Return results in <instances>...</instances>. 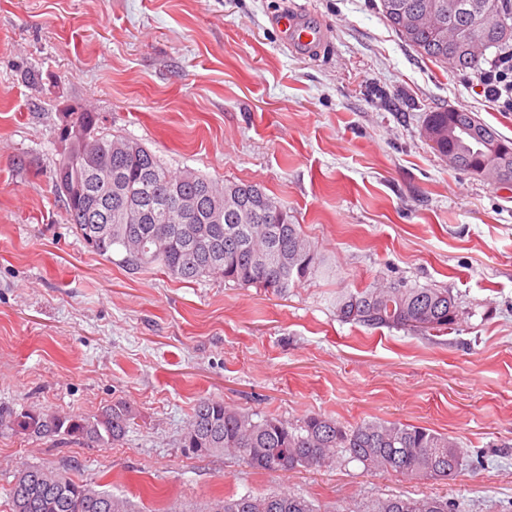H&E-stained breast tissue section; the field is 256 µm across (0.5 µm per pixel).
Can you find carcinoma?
<instances>
[{"instance_id": "obj_1", "label": "carcinoma", "mask_w": 512, "mask_h": 512, "mask_svg": "<svg viewBox=\"0 0 512 512\" xmlns=\"http://www.w3.org/2000/svg\"><path fill=\"white\" fill-rule=\"evenodd\" d=\"M382 12L393 28L399 16L424 7L433 11L437 30L425 29L414 38H404L423 57L448 63L451 39L477 41L483 48L468 56L463 67L475 65L486 50L512 40V30L486 31L468 25L467 16L448 11V0H381ZM487 124L468 112L443 110L427 115L434 150L443 157L452 153L498 179L501 171L512 176V141L496 135L498 152L480 145L475 136L455 134L464 117ZM82 125L97 137L99 161L90 165L78 154L67 130ZM69 141L52 173L54 186L74 184L81 194H59L67 220L85 244L96 253L120 262L131 271L158 267L174 278L232 281L242 287L262 286L282 293L314 271V245L288 209L256 184H220L195 171L171 172L140 142L134 153H116L114 144L127 140L99 126L93 112H72L62 129ZM122 178L129 199L146 202L139 224H125L112 197L113 174ZM184 193L207 184L217 192L218 216L185 224L169 204L171 184ZM108 205L112 222L99 224L91 212ZM341 320L371 328L395 327L417 335L444 332L458 324V303L447 288L408 287L400 283L377 284L357 293H343L336 300ZM131 420L125 403L118 401L94 417L55 412H17L0 408V426L17 428L39 437L67 436L96 446H111L123 440ZM198 441L201 455L224 454L247 467L265 472L311 469L347 459L367 471H396L411 477L448 479L457 474L462 460L457 442L425 427L392 421H367L352 427L320 415L290 421L242 412L212 397L200 398L181 437V447ZM13 483L34 489L27 501L9 491V512H128L126 502L111 494L39 466H27L15 474ZM208 512H317L312 502L288 491L254 496L226 495L210 502ZM368 512H458V505L443 496L386 498L374 501Z\"/></svg>"}]
</instances>
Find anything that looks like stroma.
I'll return each instance as SVG.
<instances>
[{"instance_id":"35a3bbf8","label":"stroma","mask_w":512,"mask_h":512,"mask_svg":"<svg viewBox=\"0 0 512 512\" xmlns=\"http://www.w3.org/2000/svg\"><path fill=\"white\" fill-rule=\"evenodd\" d=\"M291 5L326 32L318 51L285 47L275 19ZM472 79L406 44L381 0H0V405L133 414L109 448L0 427V512L33 465L130 512L280 491L321 512L400 494L512 512V186L449 167L423 134L455 109L512 139V112ZM83 110L170 170L264 187L315 245L314 272L275 294L91 251L50 175ZM383 281L449 289L463 314L438 336L339 320L341 293ZM204 396L425 427L456 440L462 470L284 474L188 455Z\"/></svg>"}]
</instances>
